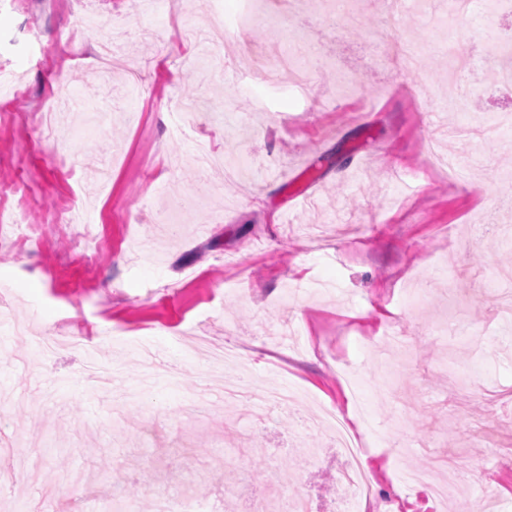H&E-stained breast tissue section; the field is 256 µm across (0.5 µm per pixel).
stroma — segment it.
<instances>
[{
    "label": "stroma",
    "mask_w": 512,
    "mask_h": 512,
    "mask_svg": "<svg viewBox=\"0 0 512 512\" xmlns=\"http://www.w3.org/2000/svg\"><path fill=\"white\" fill-rule=\"evenodd\" d=\"M355 32L329 26L332 0L264 11L247 42L219 51L174 37L140 0H0V185L26 178L23 218L41 234L0 243V512H138L167 505L194 476V512H246L249 490L307 498L338 512L344 459L329 433L303 428L323 407L353 415L374 487L367 512H512V111L486 56L512 41V15L480 0L438 25L446 0L387 14L353 0ZM78 26L69 59L59 31ZM118 35L120 65L92 66ZM402 35L433 104L401 84L384 45ZM316 58L308 90L287 69L251 81L267 54ZM464 55L478 66L451 75ZM83 105L56 130L54 101ZM200 102L198 134L216 160L199 171L190 143L169 138L172 113ZM315 168L320 178L309 181ZM82 198L83 224L52 216ZM107 241L85 256L86 233ZM236 347L213 365L197 328ZM391 330L409 337L396 375ZM81 339L86 352L46 358L34 337ZM292 390V409L229 410L224 382ZM465 455L461 499L428 501L403 472ZM235 460L227 471L226 460ZM88 483L80 502L70 479Z\"/></svg>",
    "instance_id": "1"
}]
</instances>
